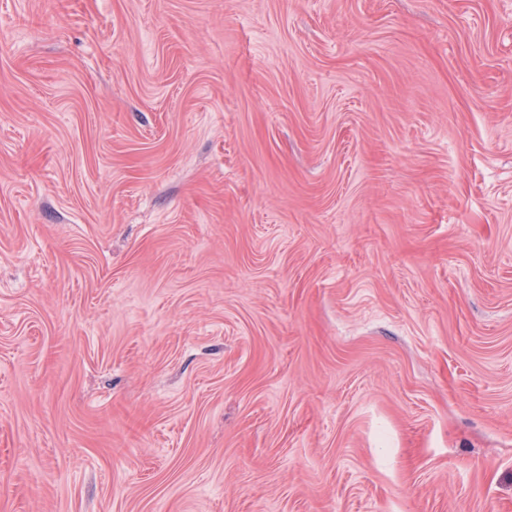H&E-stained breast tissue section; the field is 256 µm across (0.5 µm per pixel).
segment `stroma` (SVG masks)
I'll return each instance as SVG.
<instances>
[{"instance_id":"1","label":"stroma","mask_w":512,"mask_h":512,"mask_svg":"<svg viewBox=\"0 0 512 512\" xmlns=\"http://www.w3.org/2000/svg\"><path fill=\"white\" fill-rule=\"evenodd\" d=\"M0 512H512V0H0Z\"/></svg>"}]
</instances>
